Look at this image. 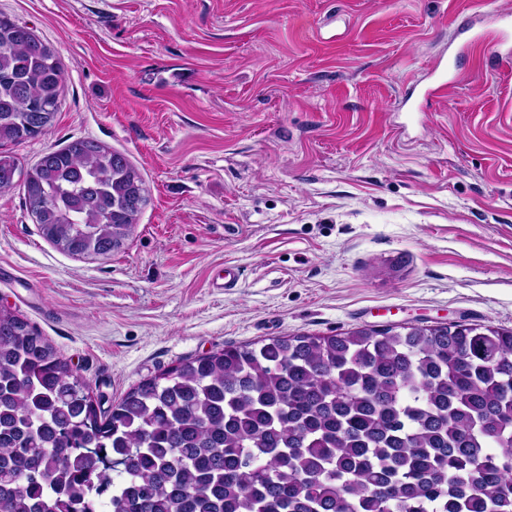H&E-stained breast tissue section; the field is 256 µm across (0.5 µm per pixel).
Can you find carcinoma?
<instances>
[{"mask_svg":"<svg viewBox=\"0 0 512 512\" xmlns=\"http://www.w3.org/2000/svg\"><path fill=\"white\" fill-rule=\"evenodd\" d=\"M49 44L0 13V144L52 126ZM22 178L41 235L120 250L146 204L137 168L90 138ZM481 467L471 491L458 475ZM512 512V330L390 326L187 358L109 409L22 315L0 308V512Z\"/></svg>","mask_w":512,"mask_h":512,"instance_id":"1","label":"carcinoma"}]
</instances>
